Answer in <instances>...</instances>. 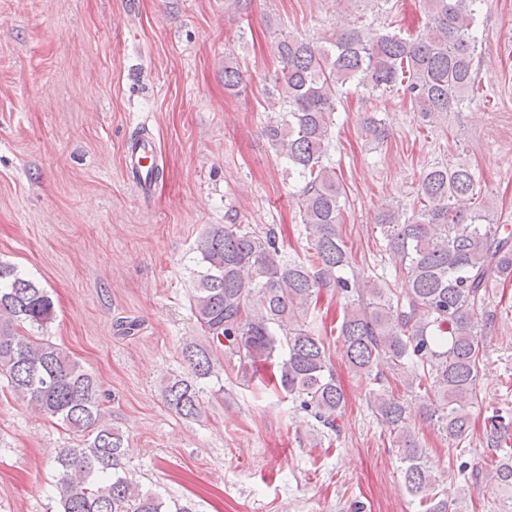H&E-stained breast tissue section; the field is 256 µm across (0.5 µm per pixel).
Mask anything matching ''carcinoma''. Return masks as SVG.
<instances>
[{
	"instance_id": "1",
	"label": "carcinoma",
	"mask_w": 512,
	"mask_h": 512,
	"mask_svg": "<svg viewBox=\"0 0 512 512\" xmlns=\"http://www.w3.org/2000/svg\"><path fill=\"white\" fill-rule=\"evenodd\" d=\"M485 0H423L425 28L407 39L397 33H361L358 22L318 40L279 33L280 68L264 89V133L288 174L303 183L297 206L309 247L289 257L275 231L238 224H210L196 243L192 304L209 348L187 344L184 361L195 380H161L165 406L184 418L201 413L196 381L213 370V350L244 381L282 392L323 428L338 433L346 405L331 362L330 345L307 315L322 290H338L346 306L340 349L364 383L368 405L389 431L402 463L407 493L424 512H450L437 491L425 449L406 425L407 407L390 380L423 399L422 415L454 448L470 442L471 408L485 356L483 324L490 286L512 284V228L490 218L475 172L466 162L430 164L412 212L402 204L382 208L377 220L383 248L405 288L355 272L339 230L343 185L328 151L336 112L355 88L382 95L402 91L417 123L435 127L463 104L479 98L474 68V26ZM244 86V74L224 61V88ZM361 135L380 142L383 119L368 113ZM54 317L45 289L12 264L0 261V375L46 417L84 437L56 459L59 512H193L144 491L126 474L125 436L104 420L103 393L95 374L56 345L19 329L43 327ZM483 439L491 467L471 476L508 494L512 512V416L496 409Z\"/></svg>"
}]
</instances>
